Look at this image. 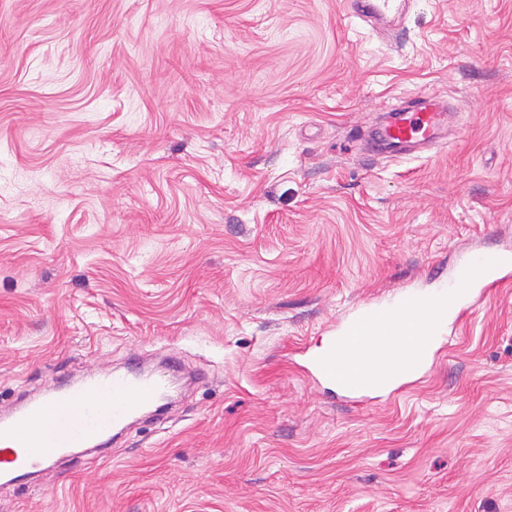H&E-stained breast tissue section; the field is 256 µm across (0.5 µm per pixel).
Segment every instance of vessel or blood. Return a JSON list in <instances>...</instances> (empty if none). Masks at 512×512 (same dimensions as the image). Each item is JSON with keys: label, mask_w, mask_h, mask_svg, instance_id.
Instances as JSON below:
<instances>
[{"label": "vessel or blood", "mask_w": 512, "mask_h": 512, "mask_svg": "<svg viewBox=\"0 0 512 512\" xmlns=\"http://www.w3.org/2000/svg\"><path fill=\"white\" fill-rule=\"evenodd\" d=\"M407 0H344L347 15L367 20L400 17ZM451 110L446 101L430 97L391 109L385 125L367 146L375 154L402 156L421 145L438 142ZM512 280V251L477 263L469 277H455L432 293L408 291L380 305H367L341 325L340 347L310 361L316 380L355 393L389 385L392 366L383 361L384 340L361 334L366 319L401 321L413 309L438 314L448 294L470 295L473 289L492 290ZM180 365L177 355L154 372L93 370L67 384L53 383L40 396L0 407V484L17 486L30 473L55 466L72 448L107 447L112 433L146 408L160 402L170 375Z\"/></svg>", "instance_id": "vessel-or-blood-1"}]
</instances>
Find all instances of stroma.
I'll use <instances>...</instances> for the list:
<instances>
[{
    "label": "stroma",
    "mask_w": 512,
    "mask_h": 512,
    "mask_svg": "<svg viewBox=\"0 0 512 512\" xmlns=\"http://www.w3.org/2000/svg\"><path fill=\"white\" fill-rule=\"evenodd\" d=\"M417 94L434 148L362 159ZM512 249V0H0V405L130 351L163 423L0 512H512V283L399 396L308 361L361 304ZM407 0H345L347 15L361 20H385L400 17L406 9Z\"/></svg>",
    "instance_id": "stroma-1"
}]
</instances>
